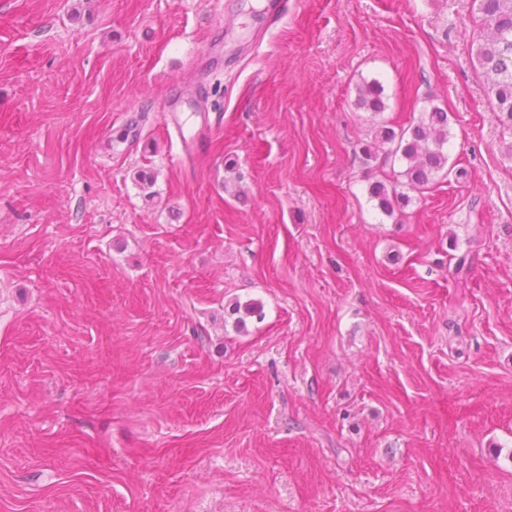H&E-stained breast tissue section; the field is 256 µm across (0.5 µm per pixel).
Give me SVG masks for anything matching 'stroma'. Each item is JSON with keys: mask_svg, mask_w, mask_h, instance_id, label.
I'll use <instances>...</instances> for the list:
<instances>
[{"mask_svg": "<svg viewBox=\"0 0 512 512\" xmlns=\"http://www.w3.org/2000/svg\"><path fill=\"white\" fill-rule=\"evenodd\" d=\"M265 4L0 0V512H512L478 4ZM432 104L453 172L385 216L363 150ZM357 92V104L361 108H364L375 116L381 112H385L386 104L382 97L383 89L378 81H364L359 85Z\"/></svg>", "mask_w": 512, "mask_h": 512, "instance_id": "stroma-1", "label": "stroma"}]
</instances>
